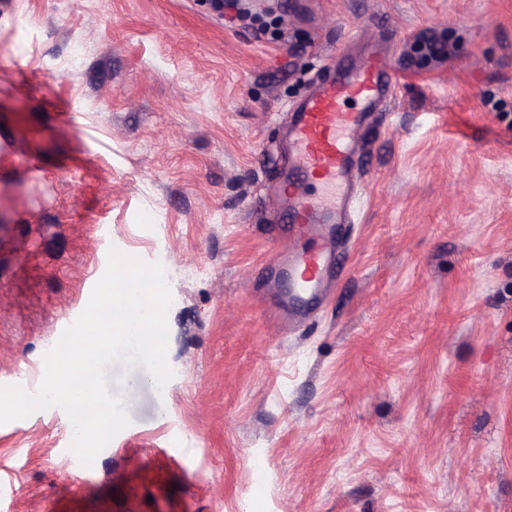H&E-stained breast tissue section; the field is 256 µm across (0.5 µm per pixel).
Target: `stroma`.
Listing matches in <instances>:
<instances>
[{
  "label": "stroma",
  "instance_id": "stroma-1",
  "mask_svg": "<svg viewBox=\"0 0 512 512\" xmlns=\"http://www.w3.org/2000/svg\"><path fill=\"white\" fill-rule=\"evenodd\" d=\"M375 44L344 272L274 333L291 112ZM112 247L170 272L174 377L108 366L81 473L61 409L0 425V512H512V0H0V385Z\"/></svg>",
  "mask_w": 512,
  "mask_h": 512
}]
</instances>
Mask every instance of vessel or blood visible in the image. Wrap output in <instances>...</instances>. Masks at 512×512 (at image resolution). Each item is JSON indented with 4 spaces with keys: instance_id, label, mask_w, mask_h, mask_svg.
I'll use <instances>...</instances> for the list:
<instances>
[{
    "instance_id": "vessel-or-blood-1",
    "label": "vessel or blood",
    "mask_w": 512,
    "mask_h": 512,
    "mask_svg": "<svg viewBox=\"0 0 512 512\" xmlns=\"http://www.w3.org/2000/svg\"><path fill=\"white\" fill-rule=\"evenodd\" d=\"M398 84L396 71L378 57L363 67L342 70L326 81L300 107L291 132L292 152L281 178L275 205L281 218L305 237L329 223L336 211L351 202L348 173L354 166L353 136L363 117ZM319 187L321 195L299 197L293 176ZM329 266L325 243L301 249L285 273L292 302L305 305L318 294Z\"/></svg>"
}]
</instances>
